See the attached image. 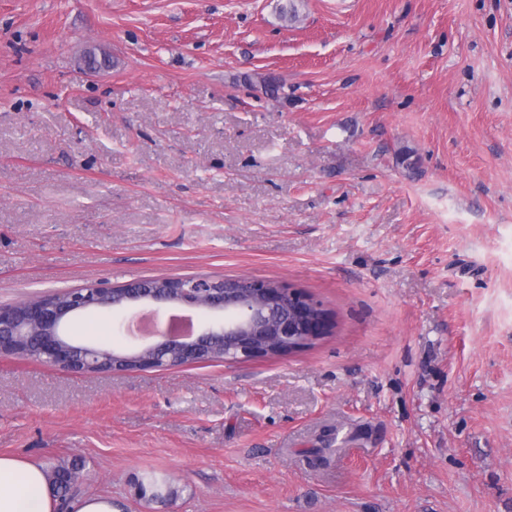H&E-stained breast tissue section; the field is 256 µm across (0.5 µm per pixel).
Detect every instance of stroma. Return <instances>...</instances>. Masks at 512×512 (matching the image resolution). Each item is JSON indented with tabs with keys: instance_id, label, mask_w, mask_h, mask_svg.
<instances>
[{
	"instance_id": "obj_1",
	"label": "stroma",
	"mask_w": 512,
	"mask_h": 512,
	"mask_svg": "<svg viewBox=\"0 0 512 512\" xmlns=\"http://www.w3.org/2000/svg\"><path fill=\"white\" fill-rule=\"evenodd\" d=\"M277 5L0 0V306L255 278L331 321L240 362L0 357V454L122 512H512V0ZM127 318L70 332L139 348ZM81 470L80 464L73 462L70 466H59L52 470L50 478L57 497L67 502L72 495L76 484L71 479L72 474Z\"/></svg>"
}]
</instances>
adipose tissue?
Listing matches in <instances>:
<instances>
[{
  "label": "adipose tissue",
  "mask_w": 512,
  "mask_h": 512,
  "mask_svg": "<svg viewBox=\"0 0 512 512\" xmlns=\"http://www.w3.org/2000/svg\"><path fill=\"white\" fill-rule=\"evenodd\" d=\"M59 507L41 464L0 454V512H58Z\"/></svg>",
  "instance_id": "adipose-tissue-1"
}]
</instances>
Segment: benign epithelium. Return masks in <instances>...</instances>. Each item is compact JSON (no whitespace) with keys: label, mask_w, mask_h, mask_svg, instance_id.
Returning a JSON list of instances; mask_svg holds the SVG:
<instances>
[{"label":"benign epithelium","mask_w":512,"mask_h":512,"mask_svg":"<svg viewBox=\"0 0 512 512\" xmlns=\"http://www.w3.org/2000/svg\"><path fill=\"white\" fill-rule=\"evenodd\" d=\"M166 303L224 312V318L186 336L160 333L158 341L116 354L67 336L69 319L95 310L123 311L136 303ZM328 320L312 299L282 285L251 278H171L112 287L98 282L86 288L0 307V355L22 357L35 342L45 363L73 373L155 368L170 357L189 363L253 360L276 349L292 352L323 335Z\"/></svg>","instance_id":"obj_1"}]
</instances>
